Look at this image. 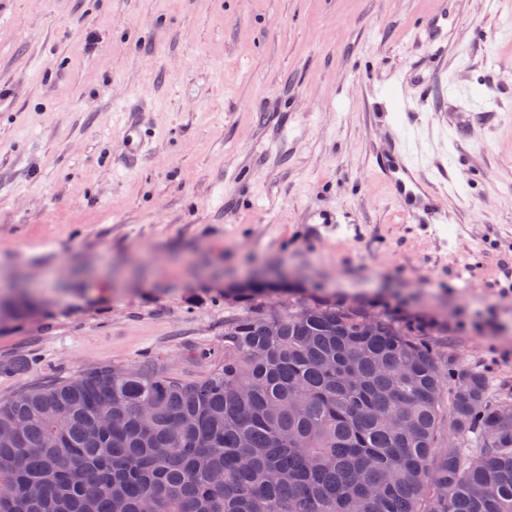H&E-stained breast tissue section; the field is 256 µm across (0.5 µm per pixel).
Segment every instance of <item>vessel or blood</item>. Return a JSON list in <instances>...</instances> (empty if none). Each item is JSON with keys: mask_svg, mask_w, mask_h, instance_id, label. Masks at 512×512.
<instances>
[{"mask_svg": "<svg viewBox=\"0 0 512 512\" xmlns=\"http://www.w3.org/2000/svg\"><path fill=\"white\" fill-rule=\"evenodd\" d=\"M128 163H136L145 148L148 133L139 124L130 122L122 129ZM380 173L391 183L397 202L408 213L436 220L438 192L433 183L420 180L416 164L402 138H394L389 151L376 155Z\"/></svg>", "mask_w": 512, "mask_h": 512, "instance_id": "1", "label": "vessel or blood"}]
</instances>
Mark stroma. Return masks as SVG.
<instances>
[{
    "mask_svg": "<svg viewBox=\"0 0 512 512\" xmlns=\"http://www.w3.org/2000/svg\"><path fill=\"white\" fill-rule=\"evenodd\" d=\"M2 83L0 400L202 378L247 283L284 280L267 315L433 324L512 404V0H0ZM394 132L434 223L373 165ZM122 136L126 145V162L128 165H133L143 153L148 133L139 124L130 122L123 127Z\"/></svg>",
    "mask_w": 512,
    "mask_h": 512,
    "instance_id": "35a3bbf8",
    "label": "stroma"
}]
</instances>
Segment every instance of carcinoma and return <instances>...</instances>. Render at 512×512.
Masks as SVG:
<instances>
[{"mask_svg": "<svg viewBox=\"0 0 512 512\" xmlns=\"http://www.w3.org/2000/svg\"><path fill=\"white\" fill-rule=\"evenodd\" d=\"M268 319L224 323L200 380L101 367L0 402V512H512V417L482 371L442 375L411 326L332 305Z\"/></svg>", "mask_w": 512, "mask_h": 512, "instance_id": "obj_1", "label": "carcinoma"}]
</instances>
